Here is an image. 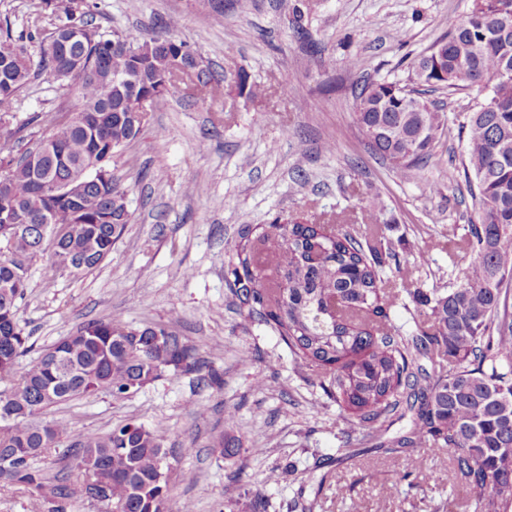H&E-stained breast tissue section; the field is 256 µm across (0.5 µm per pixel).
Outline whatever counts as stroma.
Listing matches in <instances>:
<instances>
[{
	"label": "stroma",
	"instance_id": "35a3bbf8",
	"mask_svg": "<svg viewBox=\"0 0 512 512\" xmlns=\"http://www.w3.org/2000/svg\"><path fill=\"white\" fill-rule=\"evenodd\" d=\"M86 2L103 32L150 37L178 19L174 37L197 59L229 78L246 70L260 91L197 100L178 87L158 99L139 137L111 162L130 222L110 254L79 275L52 277L34 262L17 314L37 354L90 320L167 326L219 383L206 385L202 371H170L119 399L74 398L46 418L75 434H105L129 419L158 431L173 452L168 512L187 500L194 512H240L236 500L248 489L260 493L259 512H474L453 451L415 448L423 474L409 473L405 456L379 451L407 435L409 418L390 415L377 438L347 423L279 334L237 306L226 279L241 222L300 218L361 240L375 224L385 236L376 268L399 296L389 322L395 335L416 334L424 316L412 292L445 291L473 262L462 245L477 218L462 124L485 95L433 93L448 126L428 163L404 178L359 130L356 95L367 80L410 86L412 62L449 20L468 14L471 0ZM77 104L72 87L42 74L21 93L16 117L36 142L45 131L30 123L33 113ZM372 196L382 209L371 220L363 204ZM219 435L237 448L234 458L213 451ZM273 470L283 479L266 483Z\"/></svg>",
	"mask_w": 512,
	"mask_h": 512
}]
</instances>
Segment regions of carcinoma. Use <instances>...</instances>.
I'll list each match as a JSON object with an SVG mask.
<instances>
[{
	"instance_id": "cac0c4a2",
	"label": "carcinoma",
	"mask_w": 512,
	"mask_h": 512,
	"mask_svg": "<svg viewBox=\"0 0 512 512\" xmlns=\"http://www.w3.org/2000/svg\"><path fill=\"white\" fill-rule=\"evenodd\" d=\"M472 14L448 23L431 52L433 66L415 62V80L429 88L493 85L492 96L465 124L466 182L478 222L467 225L465 244L475 261L464 282L428 299L430 326L416 336H395L387 326L394 301L382 287L362 243L348 233H325L314 224H242L228 262L233 295L248 316L272 325L297 358L322 378L321 385L358 426L373 433L401 404L411 413L409 436L390 453L416 443L454 451L457 471L477 512L512 507V319L499 317L502 288L512 281V0H472ZM85 0H41L60 21L52 38L29 53L28 32L13 36L0 23V168L8 184L0 211L19 224L0 223V478L31 492L36 509L58 499H91L81 483H59L36 466L38 458L72 441L74 464L109 492L104 506L117 512H167L169 450L154 430L129 420L101 435L68 434L41 414L75 396L107 392L119 398L165 372L200 369L195 348L165 327L134 328L123 322L89 321L46 350L26 369L19 359L31 349L18 326V304L27 293L17 260L42 259L54 273L96 268L121 237L130 214L127 191L114 176L95 179L93 161L109 168L114 154L141 133L135 112L180 80L192 92L221 87L210 66L186 44L167 36L106 34L86 19ZM185 49L190 73L178 78L168 54ZM448 72L447 83L435 74ZM49 72L70 82L76 112H37L29 122L49 135L15 151L24 125L15 112L20 92L34 74ZM254 96L246 72L228 92ZM356 122L373 150L405 176L431 156L445 126L442 108L407 97L396 82L366 83L356 103ZM48 183L76 185L77 207L46 198ZM343 304L332 311L331 300ZM440 358L448 369L433 374L419 363Z\"/></svg>"
}]
</instances>
